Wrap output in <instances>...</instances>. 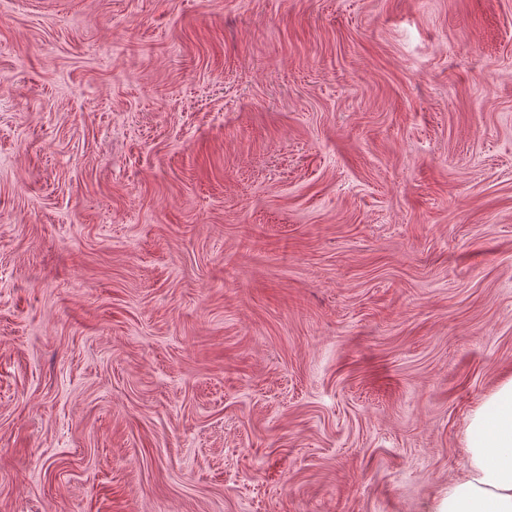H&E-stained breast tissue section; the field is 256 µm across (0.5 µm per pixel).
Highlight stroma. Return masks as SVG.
<instances>
[{
    "instance_id": "1",
    "label": "stroma",
    "mask_w": 512,
    "mask_h": 512,
    "mask_svg": "<svg viewBox=\"0 0 512 512\" xmlns=\"http://www.w3.org/2000/svg\"><path fill=\"white\" fill-rule=\"evenodd\" d=\"M512 378V0H0V512H438Z\"/></svg>"
}]
</instances>
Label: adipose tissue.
Here are the masks:
<instances>
[{
	"mask_svg": "<svg viewBox=\"0 0 512 512\" xmlns=\"http://www.w3.org/2000/svg\"><path fill=\"white\" fill-rule=\"evenodd\" d=\"M464 453L441 512H512V379L472 411Z\"/></svg>",
	"mask_w": 512,
	"mask_h": 512,
	"instance_id": "1",
	"label": "adipose tissue"
}]
</instances>
